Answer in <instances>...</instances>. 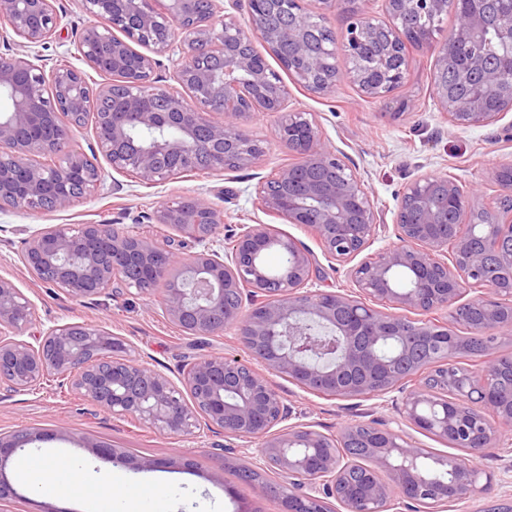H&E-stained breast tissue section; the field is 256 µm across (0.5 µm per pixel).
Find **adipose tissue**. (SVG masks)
Returning <instances> with one entry per match:
<instances>
[{
  "label": "adipose tissue",
  "instance_id": "1",
  "mask_svg": "<svg viewBox=\"0 0 512 512\" xmlns=\"http://www.w3.org/2000/svg\"><path fill=\"white\" fill-rule=\"evenodd\" d=\"M71 466L63 459L51 460L41 455H26L19 461L21 480L37 494L53 490L55 495L68 496L76 488L89 487L98 493L106 494L112 499L121 500L124 512H140L139 493L147 491L158 497L164 512H177L176 501L170 500L166 487L162 482L147 485L146 489L127 484L116 477L86 470L79 475H71Z\"/></svg>",
  "mask_w": 512,
  "mask_h": 512
}]
</instances>
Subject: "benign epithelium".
<instances>
[{"label": "benign epithelium", "instance_id": "1", "mask_svg": "<svg viewBox=\"0 0 512 512\" xmlns=\"http://www.w3.org/2000/svg\"><path fill=\"white\" fill-rule=\"evenodd\" d=\"M219 0H81L89 21L75 35L76 54L118 82L95 90L79 69L45 70L36 48L56 36L63 15L54 0H0L19 59L0 51V209L70 207L96 192L103 173L72 146L71 128L96 104L100 153L112 169L145 184L198 170L234 172L265 153L246 120L280 115V139L295 157L255 186L272 215L311 227L327 257L345 263L378 238L380 216L364 181L323 137L307 113L288 109V87L254 49H285L283 69L297 85L329 98L343 81L383 105L404 81L410 49L433 58L432 94L451 126L468 130L497 123L512 110V0H386L391 23L377 21L369 0H319L313 13L300 0H247L248 25L219 14ZM454 13L456 24L438 39L420 21ZM124 33L121 39L113 34ZM147 47L135 51L131 44ZM164 56L176 86L153 74ZM344 60L347 68L340 67ZM224 115L217 123L211 113ZM70 116L71 126L58 122ZM57 158L44 165L35 155ZM502 189L480 205L477 193L448 174L411 181L396 214L399 244L387 245L349 270L364 300L311 286L315 269L305 250L266 224L248 225L231 250L217 247L204 226L224 213L200 195L164 200L152 220L176 228L200 250L172 278L177 249L112 224L57 225L24 242L29 273L74 300L112 290L113 278L160 300L167 319L192 336L234 328L256 363L288 377L303 391L333 398L388 399L400 419L450 446L481 456L509 448L512 439V352L475 372L454 364L453 347L432 343L455 335L458 312L480 308L471 336L494 341L512 333V164L493 172ZM279 250L277 274L263 261ZM449 311L448 323L414 321L384 310ZM30 300L0 278V392H34L55 382L97 406L168 435L194 439L217 427L242 447L258 448L243 475L274 469L288 476L286 512H315L334 500L337 512H447L467 503L478 471L457 457L426 455L392 427L400 419L345 425L337 438L307 424L288 423L292 410L257 368L213 353L187 362L174 382L126 342L101 328L54 324L29 342ZM397 343L391 356L381 345ZM191 400H186L185 395ZM480 404L496 418L477 411ZM32 433L0 439V499L18 494L5 463ZM366 449L359 482L347 481L352 462L342 448ZM391 481L385 482L380 473Z\"/></svg>", "mask_w": 512, "mask_h": 512}]
</instances>
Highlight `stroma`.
Listing matches in <instances>:
<instances>
[{
	"label": "stroma",
	"instance_id": "1",
	"mask_svg": "<svg viewBox=\"0 0 512 512\" xmlns=\"http://www.w3.org/2000/svg\"><path fill=\"white\" fill-rule=\"evenodd\" d=\"M64 14L60 35L41 47L48 64L66 59L74 39L73 28L88 18L79 0H57ZM411 66L404 83L391 96L389 106L362 100L357 89L341 83L334 96L322 98L297 85L289 87L290 108L310 113L332 146L342 151L346 162L367 185L384 224L375 247L397 244L395 216L406 184L423 175L454 174L463 185L482 188V200L496 197L494 169L512 163V111L497 123L470 130L452 127L432 95V60L422 51H412ZM416 100V111L397 114L400 101ZM253 138L265 153L256 164L230 173L192 172L161 184L147 185L109 169L105 158L99 167L105 181L91 197L76 201L64 210L0 211V277L11 280L31 301L32 323L23 329L31 336L47 326L79 323L102 328L122 337L135 354L169 376L179 365L213 352L249 361L250 356L234 330L205 339L187 335L167 321L157 306L156 296L128 289L113 299L94 297L70 299L26 271L20 261L23 243L35 230L59 224H115L156 241L177 237L172 227L151 223L149 216L160 202L180 195H200L224 213L216 234L232 242L241 225L271 224L308 251L317 270L316 288L333 291L352 289L345 264L328 258L313 230L290 224L267 213L255 196L257 182L290 161L281 142L275 116L262 112L247 121ZM269 381L293 408L296 420L315 425L322 433L338 434L341 425L353 420L387 419L392 411L378 400L341 401L302 391L287 377L268 372ZM39 436L27 444L30 453L50 457L67 455L80 466H92L132 481L151 478L138 468L137 459H167L164 474L169 492L179 500L178 512H194L200 502L217 506L219 512H284L280 498L242 482L231 466L251 464L238 440L205 432L197 440L167 435L147 425L112 415L81 396L48 383L44 389L0 399V437L11 438L19 429ZM126 449L133 463H113L96 456L94 446ZM481 477L492 478L493 497L479 496L464 505L462 512H487L491 499L512 501V448H498L477 463ZM85 502L62 501L52 495L27 492L25 498L0 501V512H86Z\"/></svg>",
	"mask_w": 512,
	"mask_h": 512
}]
</instances>
